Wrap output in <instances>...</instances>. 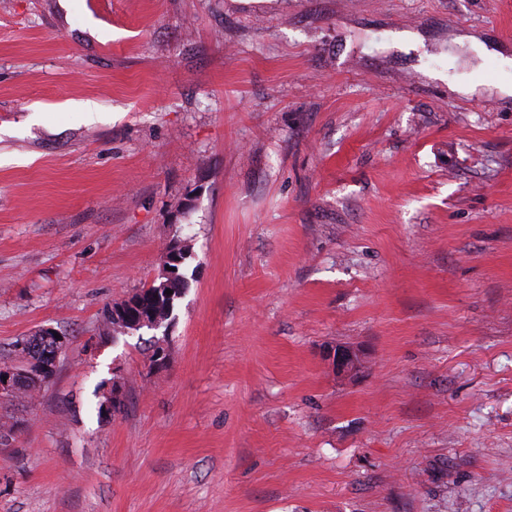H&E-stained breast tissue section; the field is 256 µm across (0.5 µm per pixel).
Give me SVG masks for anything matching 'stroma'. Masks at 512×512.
Segmentation results:
<instances>
[{
	"label": "stroma",
	"mask_w": 512,
	"mask_h": 512,
	"mask_svg": "<svg viewBox=\"0 0 512 512\" xmlns=\"http://www.w3.org/2000/svg\"><path fill=\"white\" fill-rule=\"evenodd\" d=\"M505 57L512 0H0V367L67 338L0 512H512ZM176 237L153 366L103 311ZM326 358L331 362L336 373L349 375L359 370L362 364L360 354L354 349L346 346L331 348L326 353Z\"/></svg>",
	"instance_id": "stroma-1"
}]
</instances>
